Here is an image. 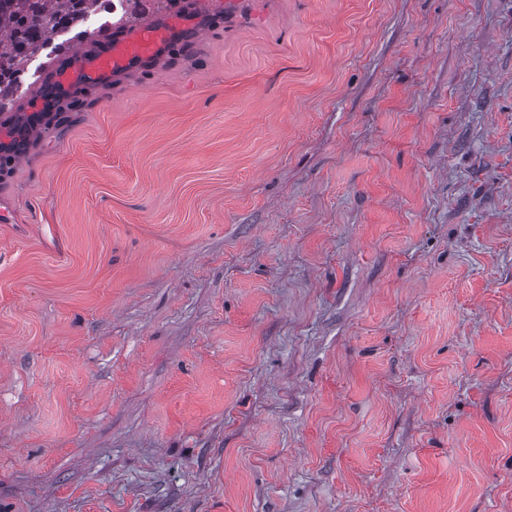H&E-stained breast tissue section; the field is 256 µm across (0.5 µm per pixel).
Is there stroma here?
Instances as JSON below:
<instances>
[{"instance_id": "1", "label": "stroma", "mask_w": 512, "mask_h": 512, "mask_svg": "<svg viewBox=\"0 0 512 512\" xmlns=\"http://www.w3.org/2000/svg\"><path fill=\"white\" fill-rule=\"evenodd\" d=\"M158 16L0 111V512H512V0ZM167 23L157 20L135 26L109 42L94 45L78 55L66 57V69L83 75L126 72L132 60H149L167 41Z\"/></svg>"}]
</instances>
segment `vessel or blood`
Listing matches in <instances>:
<instances>
[{"instance_id":"obj_1","label":"vessel or blood","mask_w":512,"mask_h":512,"mask_svg":"<svg viewBox=\"0 0 512 512\" xmlns=\"http://www.w3.org/2000/svg\"><path fill=\"white\" fill-rule=\"evenodd\" d=\"M169 36L165 23L154 20L135 26L85 53L67 57V69L84 75L127 71L132 60L152 58Z\"/></svg>"}]
</instances>
